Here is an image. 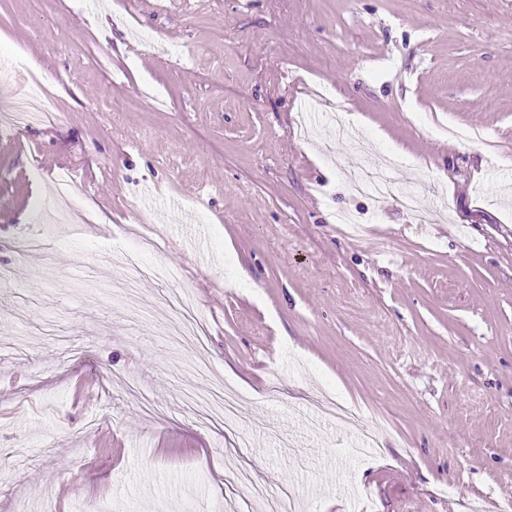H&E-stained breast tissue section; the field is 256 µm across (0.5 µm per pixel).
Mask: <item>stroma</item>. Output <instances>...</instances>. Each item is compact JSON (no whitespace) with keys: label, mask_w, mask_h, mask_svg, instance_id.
<instances>
[{"label":"stroma","mask_w":512,"mask_h":512,"mask_svg":"<svg viewBox=\"0 0 512 512\" xmlns=\"http://www.w3.org/2000/svg\"><path fill=\"white\" fill-rule=\"evenodd\" d=\"M2 60L55 117L0 143V512H223L232 466L296 512L512 504V0H0ZM387 156L437 222L353 190ZM62 172L99 224L55 223ZM137 223L177 284L123 294ZM216 378L231 432L192 414ZM179 319L172 329V335L191 343L197 352L196 364L190 365L195 371L203 372L208 369L206 344L204 341L205 327L199 317L195 304L189 296L177 298ZM320 409L337 423L351 429H357L361 434L363 444L367 448L378 447V434L362 423L359 413L342 400L323 396L312 400Z\"/></svg>","instance_id":"obj_1"}]
</instances>
